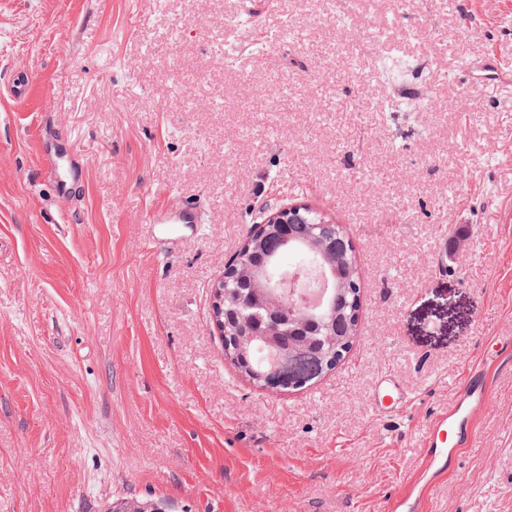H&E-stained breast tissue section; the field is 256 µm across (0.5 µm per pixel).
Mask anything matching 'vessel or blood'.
<instances>
[{
	"instance_id": "1",
	"label": "vessel or blood",
	"mask_w": 512,
	"mask_h": 512,
	"mask_svg": "<svg viewBox=\"0 0 512 512\" xmlns=\"http://www.w3.org/2000/svg\"><path fill=\"white\" fill-rule=\"evenodd\" d=\"M45 176L56 197L70 203L77 196L80 171L69 160L64 144L45 140ZM144 220L157 228L160 238L180 237L192 225L200 223L199 212L190 206L170 208L162 205L147 207ZM490 384L481 367L471 368L465 378L455 383L448 408L429 419L423 436L424 463L419 474L409 481L406 492L391 506L390 512H422L430 492L446 477L448 464L459 450L475 439L474 417L489 399ZM407 405L398 378L385 375L376 390L372 407L376 415L387 416L402 411Z\"/></svg>"
}]
</instances>
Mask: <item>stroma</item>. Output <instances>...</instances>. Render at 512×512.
<instances>
[{"instance_id": "1", "label": "stroma", "mask_w": 512, "mask_h": 512, "mask_svg": "<svg viewBox=\"0 0 512 512\" xmlns=\"http://www.w3.org/2000/svg\"><path fill=\"white\" fill-rule=\"evenodd\" d=\"M388 37L368 45L369 30ZM297 33L280 42L283 28ZM358 67H350V57ZM0 512H382L512 340V0H0ZM55 134L83 170L61 205ZM203 223L144 247V209ZM357 246L358 331L299 390L224 355L213 285L260 207ZM394 370L406 411L376 417ZM425 512H512V356Z\"/></svg>"}]
</instances>
